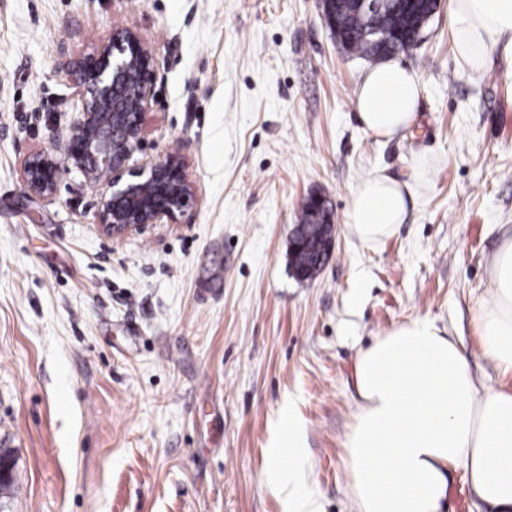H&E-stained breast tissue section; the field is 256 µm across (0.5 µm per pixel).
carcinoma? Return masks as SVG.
I'll return each instance as SVG.
<instances>
[{
	"mask_svg": "<svg viewBox=\"0 0 512 512\" xmlns=\"http://www.w3.org/2000/svg\"><path fill=\"white\" fill-rule=\"evenodd\" d=\"M436 8L435 0H380L376 11L367 13L358 8L357 0H336L330 28L349 53L377 62L416 47ZM324 216L325 212L314 213L305 206L300 226L313 236Z\"/></svg>",
	"mask_w": 512,
	"mask_h": 512,
	"instance_id": "cac0c4a2",
	"label": "carcinoma"
}]
</instances>
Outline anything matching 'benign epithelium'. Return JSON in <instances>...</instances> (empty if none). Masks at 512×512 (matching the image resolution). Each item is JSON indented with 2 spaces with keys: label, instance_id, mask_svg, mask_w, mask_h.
Instances as JSON below:
<instances>
[{
  "label": "benign epithelium",
  "instance_id": "1",
  "mask_svg": "<svg viewBox=\"0 0 512 512\" xmlns=\"http://www.w3.org/2000/svg\"><path fill=\"white\" fill-rule=\"evenodd\" d=\"M155 77L154 56L139 35L127 27L114 28L81 67L83 108L71 126L65 158L40 152L24 159L28 191L35 196L55 194L72 166L90 182L108 175L97 220L102 233L112 238L190 217L196 193L180 156L129 166L142 147L143 118Z\"/></svg>",
  "mask_w": 512,
  "mask_h": 512
}]
</instances>
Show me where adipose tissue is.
I'll return each mask as SVG.
<instances>
[{
	"label": "adipose tissue",
	"instance_id": "1",
	"mask_svg": "<svg viewBox=\"0 0 512 512\" xmlns=\"http://www.w3.org/2000/svg\"><path fill=\"white\" fill-rule=\"evenodd\" d=\"M449 20L470 71L482 70L492 51L512 57V0H450ZM421 92L418 74L387 58L362 78L358 120L375 135L393 136L414 122ZM426 174L425 159H417L409 183H423ZM406 184L383 173L362 181L351 193L347 234L370 244L394 235L407 214ZM488 276L491 296L475 322L486 354L512 370V235ZM354 381L357 409L344 442L354 512H446L455 470L489 512H512V393L478 384L447 330L426 318L395 325L359 350ZM280 423L288 467L269 481L288 512H317L302 489V424L292 409Z\"/></svg>",
	"mask_w": 512,
	"mask_h": 512
}]
</instances>
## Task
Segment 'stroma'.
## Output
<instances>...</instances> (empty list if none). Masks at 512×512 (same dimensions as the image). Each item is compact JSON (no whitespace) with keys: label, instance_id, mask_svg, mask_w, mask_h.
<instances>
[{"label":"stroma","instance_id":"1","mask_svg":"<svg viewBox=\"0 0 512 512\" xmlns=\"http://www.w3.org/2000/svg\"><path fill=\"white\" fill-rule=\"evenodd\" d=\"M449 5L399 56L422 94L414 124L385 138L357 121L370 64L337 47L321 0H0V512H288L266 471L290 402L320 512H354L356 353L413 318L448 330L477 383L512 393L474 322L512 229V62L461 66ZM117 25L157 65L130 163L179 154L197 204L109 239L105 182L74 168L38 197L21 165L62 156L82 110L70 64ZM421 156L405 224L379 244L350 237L357 184L408 181ZM313 193L335 244L302 281L289 238Z\"/></svg>","mask_w":512,"mask_h":512}]
</instances>
